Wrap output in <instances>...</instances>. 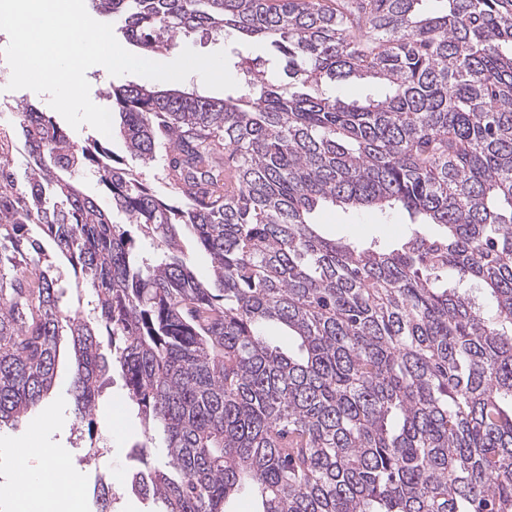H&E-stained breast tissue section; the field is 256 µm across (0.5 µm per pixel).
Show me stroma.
<instances>
[{
	"instance_id": "1",
	"label": "stroma",
	"mask_w": 512,
	"mask_h": 512,
	"mask_svg": "<svg viewBox=\"0 0 512 512\" xmlns=\"http://www.w3.org/2000/svg\"><path fill=\"white\" fill-rule=\"evenodd\" d=\"M186 47L199 53L235 48L240 54L252 58L273 55L269 47L260 43H242L233 37L226 39L198 32L179 40L176 48L161 53L160 58L172 62ZM312 220L326 237L373 243L383 249L410 229L406 212L399 208L381 215L371 211L345 212L326 205L313 213ZM74 369L69 347H61L55 382L42 404L46 407L58 404L63 408L62 418L49 431V441L53 446L65 449L69 468L81 478L85 492L77 512H97L95 483L101 475L106 476L116 495L112 512H150V502L138 499L127 490L126 478L136 465L130 451L136 444L144 442L145 429L136 407L126 396L121 377L114 373L105 378L91 423L80 424L73 415L70 392Z\"/></svg>"
}]
</instances>
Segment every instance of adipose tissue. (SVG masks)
<instances>
[{
    "instance_id": "1",
    "label": "adipose tissue",
    "mask_w": 512,
    "mask_h": 512,
    "mask_svg": "<svg viewBox=\"0 0 512 512\" xmlns=\"http://www.w3.org/2000/svg\"><path fill=\"white\" fill-rule=\"evenodd\" d=\"M60 415V409L47 408L27 440L5 442L11 477L0 487V512H17L25 497L43 500L50 512H74L79 481L46 439Z\"/></svg>"
}]
</instances>
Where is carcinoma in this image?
Here are the masks:
<instances>
[{
    "label": "carcinoma",
    "mask_w": 512,
    "mask_h": 512,
    "mask_svg": "<svg viewBox=\"0 0 512 512\" xmlns=\"http://www.w3.org/2000/svg\"><path fill=\"white\" fill-rule=\"evenodd\" d=\"M90 2L146 56L201 30L285 65L239 59L222 99L112 86L113 132L178 205L15 107L0 127V426L51 390L68 338L76 419L121 373L146 432L130 489L159 512H228L246 487L255 512H512V0ZM350 78L387 93L325 92ZM87 170L126 223L82 191ZM325 203L397 206L411 229L388 250L327 239L310 222ZM55 258L94 317L64 303Z\"/></svg>",
    "instance_id": "obj_1"
}]
</instances>
